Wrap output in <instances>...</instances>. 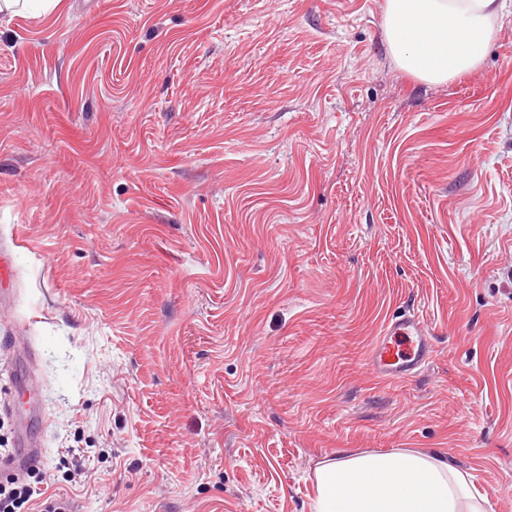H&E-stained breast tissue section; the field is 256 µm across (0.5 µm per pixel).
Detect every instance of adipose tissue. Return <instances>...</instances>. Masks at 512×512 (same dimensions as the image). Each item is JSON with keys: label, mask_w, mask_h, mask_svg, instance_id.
Returning <instances> with one entry per match:
<instances>
[{"label": "adipose tissue", "mask_w": 512, "mask_h": 512, "mask_svg": "<svg viewBox=\"0 0 512 512\" xmlns=\"http://www.w3.org/2000/svg\"><path fill=\"white\" fill-rule=\"evenodd\" d=\"M506 0H386L384 32L395 67L443 84L477 68ZM312 512H485L468 473L425 451L337 450L314 470Z\"/></svg>", "instance_id": "ef3b65f1"}]
</instances>
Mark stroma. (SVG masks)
<instances>
[{
	"mask_svg": "<svg viewBox=\"0 0 512 512\" xmlns=\"http://www.w3.org/2000/svg\"><path fill=\"white\" fill-rule=\"evenodd\" d=\"M385 0L0 18V454L75 512H309L323 459L437 451L512 512V12L396 69ZM416 312L431 360L367 354Z\"/></svg>",
	"mask_w": 512,
	"mask_h": 512,
	"instance_id": "35a3bbf8",
	"label": "stroma"
}]
</instances>
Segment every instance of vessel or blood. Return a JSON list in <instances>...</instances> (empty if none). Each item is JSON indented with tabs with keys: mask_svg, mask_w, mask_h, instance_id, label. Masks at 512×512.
<instances>
[{
	"mask_svg": "<svg viewBox=\"0 0 512 512\" xmlns=\"http://www.w3.org/2000/svg\"><path fill=\"white\" fill-rule=\"evenodd\" d=\"M431 335L420 317L402 312L389 321L382 340L370 353L374 373L387 380H403L429 362Z\"/></svg>",
	"mask_w": 512,
	"mask_h": 512,
	"instance_id": "b4317fda",
	"label": "vessel or blood"
}]
</instances>
